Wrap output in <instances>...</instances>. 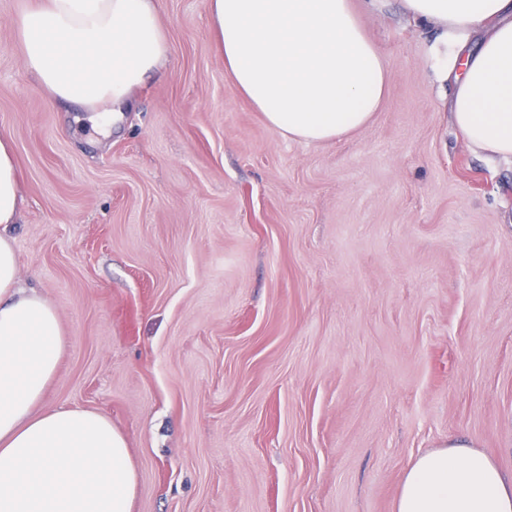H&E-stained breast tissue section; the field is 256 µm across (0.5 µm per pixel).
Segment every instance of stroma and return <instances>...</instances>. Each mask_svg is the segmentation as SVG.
Segmentation results:
<instances>
[{
	"mask_svg": "<svg viewBox=\"0 0 512 512\" xmlns=\"http://www.w3.org/2000/svg\"><path fill=\"white\" fill-rule=\"evenodd\" d=\"M33 3L0 0L8 233L66 339L44 404L122 433L132 512H395L452 443L512 476V162L452 125L433 30L350 0L386 96L305 143L232 90L208 0H155L167 59L95 129L25 67Z\"/></svg>",
	"mask_w": 512,
	"mask_h": 512,
	"instance_id": "1",
	"label": "stroma"
}]
</instances>
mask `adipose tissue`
I'll list each match as a JSON object with an SVG mask.
<instances>
[{
  "label": "adipose tissue",
  "mask_w": 512,
  "mask_h": 512,
  "mask_svg": "<svg viewBox=\"0 0 512 512\" xmlns=\"http://www.w3.org/2000/svg\"><path fill=\"white\" fill-rule=\"evenodd\" d=\"M438 35L429 50L451 81L452 122L476 148L512 159V0H402ZM224 68L273 129L338 138L380 107L389 68L350 0H209ZM26 67L60 103L97 124L127 107L166 58L153 0H42L20 21ZM20 203L0 141V512H132L137 478L126 440L103 414L44 407L65 341L56 309L18 286L6 233ZM396 512H512V481L457 445L406 471Z\"/></svg>",
  "instance_id": "obj_1"
}]
</instances>
